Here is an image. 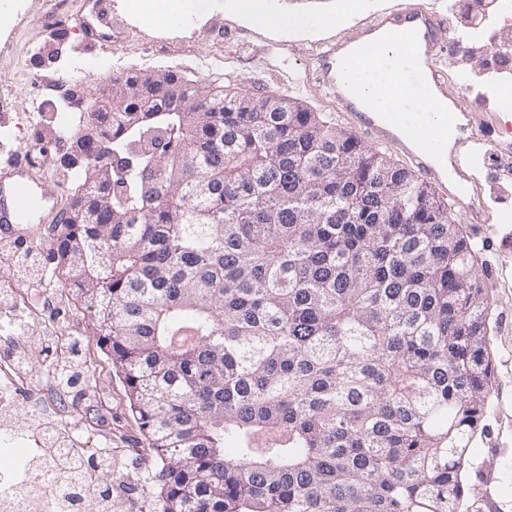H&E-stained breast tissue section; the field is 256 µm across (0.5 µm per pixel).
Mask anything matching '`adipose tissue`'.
Instances as JSON below:
<instances>
[{"instance_id": "obj_1", "label": "adipose tissue", "mask_w": 512, "mask_h": 512, "mask_svg": "<svg viewBox=\"0 0 512 512\" xmlns=\"http://www.w3.org/2000/svg\"><path fill=\"white\" fill-rule=\"evenodd\" d=\"M237 16L275 33L303 36L316 33L323 23L312 17H290L268 9L264 0H235ZM343 76L379 112L415 113L437 125L441 109L432 94L416 44L404 31L379 33L362 50L352 51Z\"/></svg>"}]
</instances>
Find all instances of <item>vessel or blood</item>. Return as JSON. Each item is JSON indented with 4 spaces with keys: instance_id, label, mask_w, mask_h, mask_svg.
Segmentation results:
<instances>
[{
    "instance_id": "1",
    "label": "vessel or blood",
    "mask_w": 512,
    "mask_h": 512,
    "mask_svg": "<svg viewBox=\"0 0 512 512\" xmlns=\"http://www.w3.org/2000/svg\"><path fill=\"white\" fill-rule=\"evenodd\" d=\"M88 13L82 18L84 43L97 47L101 43H120L119 35L112 32V0H86ZM410 32L421 42L423 62L429 70L436 88L444 83L436 61L442 51L439 17L410 6L404 10L372 20L351 35L345 42L321 49L317 55L316 80L330 90L332 100L339 113L347 117L357 136L376 142L395 145L417 167L420 174L437 183H449L455 190L454 198L464 205L467 224L475 228L486 222L482 208L473 205L481 189L468 173L465 146L474 135L475 112L467 108L460 112H447L438 126L428 128L431 140L447 136L449 128H456L457 135L446 159H439L432 150L418 149L412 132L403 130L402 121L394 115L385 116L370 111L367 100L343 89V80L338 70L339 53L344 47L362 45L365 37L387 29ZM42 184L37 181L26 159L18 158L0 164V224L24 223L31 212L35 194Z\"/></svg>"
}]
</instances>
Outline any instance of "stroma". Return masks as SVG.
Here are the masks:
<instances>
[{"label":"stroma","mask_w":512,"mask_h":512,"mask_svg":"<svg viewBox=\"0 0 512 512\" xmlns=\"http://www.w3.org/2000/svg\"><path fill=\"white\" fill-rule=\"evenodd\" d=\"M16 4L8 25L0 26V97L9 101L8 106L0 107V127L19 129L22 141L0 145V163L26 152L28 146L46 142L44 128L33 130L22 124L23 108L32 96L27 75L36 67L35 54L48 37L53 14L77 23L84 0H16ZM409 4L439 15L455 30L470 24L461 13L449 11L448 0H274L275 9L282 12L311 13L326 19L322 37L295 39L243 24L230 0H220L208 13L185 22L153 24L131 12L126 0H113L112 19L126 33V41L91 52L85 48L81 32H69L50 69L69 75L75 60L113 56L125 69L174 70L217 90L289 95L313 111L329 115L333 107L328 92L312 76L316 49L350 36L369 18ZM490 48V42L471 40L454 48L451 56L439 58L449 96L464 95L471 101L490 96L489 88L475 83ZM477 133L480 141L471 149L469 162L484 187L478 204L488 212L490 222L477 243L476 265L490 296L495 381L485 428L472 440L464 478L469 489L468 512H512V223L500 221L502 210L512 209V179L504 175L512 155L495 149L499 142H512V112L484 108L477 120ZM46 229L43 223L30 225L27 243L40 248L55 286L62 291L53 293L52 288L36 282L29 287L27 298L38 304L46 323L56 331L81 339L97 391L92 400L82 399L74 391L68 393L66 413L55 415L54 420L61 428L79 429L83 447L109 442L113 461L122 465L127 476L126 482L113 483L112 496L121 501L125 512H139L142 500L128 485L151 463L153 453L129 408L121 376L97 345L92 308L80 294L63 286L64 274L56 268L54 245Z\"/></svg>","instance_id":"1"}]
</instances>
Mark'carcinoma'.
Returning <instances> with one entry per match:
<instances>
[{
  "label": "carcinoma",
  "instance_id": "1",
  "mask_svg": "<svg viewBox=\"0 0 512 512\" xmlns=\"http://www.w3.org/2000/svg\"><path fill=\"white\" fill-rule=\"evenodd\" d=\"M110 83L51 231L152 448L146 512H461L490 303L435 193L300 101Z\"/></svg>",
  "mask_w": 512,
  "mask_h": 512
}]
</instances>
